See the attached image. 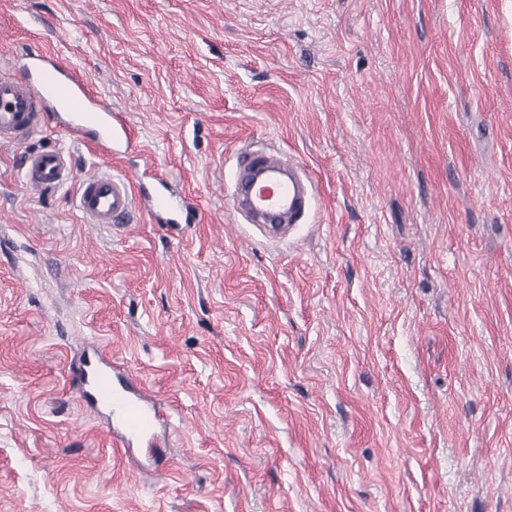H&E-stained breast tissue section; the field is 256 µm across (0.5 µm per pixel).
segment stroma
<instances>
[{
	"label": "stroma",
	"mask_w": 512,
	"mask_h": 512,
	"mask_svg": "<svg viewBox=\"0 0 512 512\" xmlns=\"http://www.w3.org/2000/svg\"><path fill=\"white\" fill-rule=\"evenodd\" d=\"M80 70L195 224L83 223L0 147V512H512V0H0V61ZM317 183L233 214L247 149ZM152 162H144L143 153ZM166 402L160 467L73 374Z\"/></svg>",
	"instance_id": "1"
}]
</instances>
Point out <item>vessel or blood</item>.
<instances>
[{
	"label": "vessel or blood",
	"instance_id": "b4317fda",
	"mask_svg": "<svg viewBox=\"0 0 512 512\" xmlns=\"http://www.w3.org/2000/svg\"><path fill=\"white\" fill-rule=\"evenodd\" d=\"M49 113L70 140L93 144L101 162L80 177L68 148L26 154L21 174L29 191L39 194L77 184L75 203L85 223L108 229L126 228L136 212L154 224L197 223V209L186 190L173 188L169 178L157 174L147 183L112 169L111 158L132 149L125 120L91 93L73 69L37 48L22 58L18 72L0 75V145L24 143ZM314 194L312 181L294 161L265 152L241 158L229 201L233 212L276 231L281 223H297ZM77 379L88 404L111 406L115 447L153 443L158 429L170 427L167 407L147 395L129 377L125 363L107 349L95 348Z\"/></svg>",
	"mask_w": 512,
	"mask_h": 512
}]
</instances>
